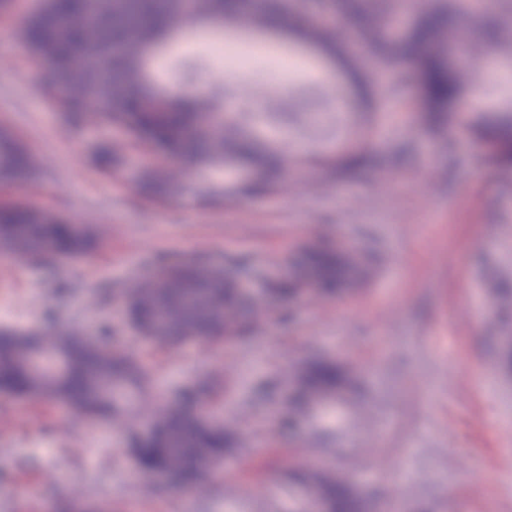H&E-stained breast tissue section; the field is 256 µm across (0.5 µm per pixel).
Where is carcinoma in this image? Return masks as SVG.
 I'll return each mask as SVG.
<instances>
[{"label": "carcinoma", "mask_w": 512, "mask_h": 512, "mask_svg": "<svg viewBox=\"0 0 512 512\" xmlns=\"http://www.w3.org/2000/svg\"><path fill=\"white\" fill-rule=\"evenodd\" d=\"M460 7L420 6L409 12L412 23L398 28L395 12L402 6L380 0H41L25 20L20 38L32 58L48 65L46 87L64 112L65 121L79 126L86 105L95 107L101 121L133 131L135 143L149 153L173 157L185 169L222 168L241 163L258 168L263 176L231 189L188 184L177 174L149 168L139 190L145 197L170 201L191 195L203 204H219L235 193L259 196L283 185L288 156L281 150L260 151L246 140L234 115H221L213 100L180 96L154 88L150 62L179 33L203 22L226 27L249 26L292 32L333 54L348 33L319 22L328 11L351 20L363 41L375 46L381 62L396 66L408 58L417 67L402 73L419 88L424 120L441 124L466 117L460 106L461 83L448 56L457 35ZM492 158L512 153V113L495 127ZM119 150L103 145L94 162L104 170L119 163ZM369 161L365 151L337 157L336 174L344 177ZM34 157L10 131L0 129V182L31 179ZM92 234L75 229L70 220L26 204L0 209V252L33 257L50 251L55 259L86 255ZM316 296L337 295L355 279L368 275L364 264L355 267L319 244L313 256ZM302 288L296 279H279L268 291L242 297L228 269L199 259L163 264L150 277L134 280L124 293L127 324L134 334L159 346H177L199 337L224 335L245 320L263 317L274 295L286 296ZM120 379L125 387L143 391L150 374L130 351L114 348L78 323L58 332L0 329V390L16 396L48 399L67 406L92 423H110L121 416L122 403L106 392ZM343 368L326 359L309 361L292 381L288 425L308 417L318 402L336 397L347 387ZM209 385L200 383L178 393L181 407L162 405L154 414L151 434L141 441L130 433L128 447L137 469L145 474L169 471L181 488L201 489L211 469L246 439L219 420L211 410L201 418L188 408L206 404ZM309 485L313 498L292 505L288 512H369V500L321 459L288 482Z\"/></svg>", "instance_id": "1"}]
</instances>
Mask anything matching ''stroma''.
<instances>
[{
	"instance_id": "obj_1",
	"label": "stroma",
	"mask_w": 512,
	"mask_h": 512,
	"mask_svg": "<svg viewBox=\"0 0 512 512\" xmlns=\"http://www.w3.org/2000/svg\"><path fill=\"white\" fill-rule=\"evenodd\" d=\"M38 0L0 9V128L33 154L39 171L1 186V203H31L72 216L96 235L84 257L39 263L0 254V328L42 326L47 312L115 335L145 360L164 395L210 378L212 405L248 435L226 454L205 492L138 474L129 425L145 426L150 399L111 426L65 407L0 394V512H56L95 504L105 512H288L296 498L285 471L334 456L337 471L371 512H512V304L492 292L512 276V168L490 158L477 121L512 107V81L461 74L480 89L482 111L466 124L424 123L415 86L374 112L343 107L326 123L310 107L337 103L349 82L340 65L289 72L288 103L275 127L258 119L265 74H218L201 54L173 57L159 86L214 98L262 149H287V189L202 206L193 197L152 202L138 192L151 157L127 129L91 122L67 127L44 90V67L19 31ZM221 38L298 53L285 33L218 32L197 26L191 42ZM121 147L119 165L99 170V145ZM355 147L374 167L336 178L324 163ZM328 236L369 257L371 277L329 299L281 297L269 317L224 344L161 348L123 329L120 293L160 261L201 259L240 268L247 287H269L304 245ZM335 360L359 385L338 404L339 420L281 425L288 385L307 361Z\"/></svg>"
}]
</instances>
